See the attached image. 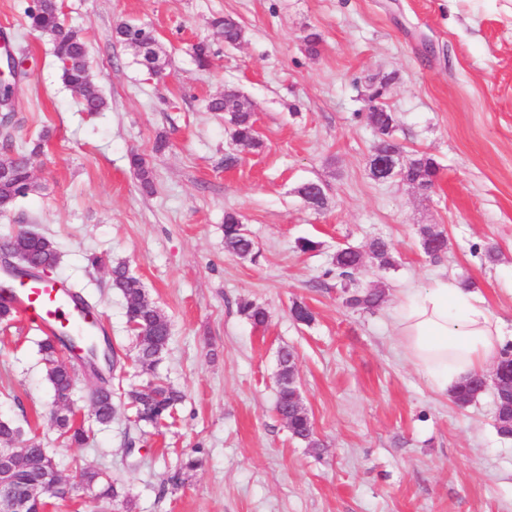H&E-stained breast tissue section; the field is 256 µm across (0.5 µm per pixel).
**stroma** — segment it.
Masks as SVG:
<instances>
[{
	"label": "stroma",
	"instance_id": "obj_1",
	"mask_svg": "<svg viewBox=\"0 0 512 512\" xmlns=\"http://www.w3.org/2000/svg\"><path fill=\"white\" fill-rule=\"evenodd\" d=\"M30 2L0 0V42L22 62L8 129L15 143L41 146L35 189L0 213V239L24 230L57 242L49 277L98 312L117 353L113 386L161 379L184 395L169 426L125 410L94 425L87 445H69L49 419L45 334L12 317L0 328V419L21 427L15 447L52 449L66 479L80 467L109 473L120 492L81 490L54 512H512V439L494 428L493 391L464 407L434 393L394 325L403 290L452 278L512 328V0H59L87 44L101 112L83 111L64 85L49 38L27 25ZM224 14L245 29L238 45L210 24ZM129 21L154 31L161 76L116 42ZM201 40L204 68L191 50ZM230 87L254 108L259 149L238 148L223 113L206 109ZM378 88L405 153L438 162L433 192L371 176ZM134 152L154 193L140 188ZM228 154L240 165L225 169ZM309 181L325 187L322 210L297 193ZM228 211L257 262L225 251ZM425 224L448 236L440 262L419 246ZM376 237L391 242L395 265L365 266L353 286L383 290L384 301L348 308L333 255ZM301 238L320 246L301 252ZM94 255L104 265H91ZM121 261L171 325L151 372L133 361L136 337L112 287ZM243 299L266 309L265 326L240 314ZM295 301L313 323L292 320ZM283 346L297 354L319 447L294 439L274 410ZM188 455L201 466L170 485Z\"/></svg>",
	"mask_w": 512,
	"mask_h": 512
}]
</instances>
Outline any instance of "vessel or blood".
<instances>
[{
  "mask_svg": "<svg viewBox=\"0 0 512 512\" xmlns=\"http://www.w3.org/2000/svg\"><path fill=\"white\" fill-rule=\"evenodd\" d=\"M10 305L22 319L37 322L45 334L89 332L99 320L97 313H84L74 291L64 281L37 278L13 283Z\"/></svg>",
  "mask_w": 512,
  "mask_h": 512,
  "instance_id": "obj_1",
  "label": "vessel or blood"
}]
</instances>
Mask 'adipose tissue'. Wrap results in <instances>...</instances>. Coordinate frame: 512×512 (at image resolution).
Listing matches in <instances>:
<instances>
[{"mask_svg": "<svg viewBox=\"0 0 512 512\" xmlns=\"http://www.w3.org/2000/svg\"><path fill=\"white\" fill-rule=\"evenodd\" d=\"M394 319L408 359L440 395H452L496 364L506 347L504 322L483 299L451 279L403 291Z\"/></svg>", "mask_w": 512, "mask_h": 512, "instance_id": "adipose-tissue-1", "label": "adipose tissue"}]
</instances>
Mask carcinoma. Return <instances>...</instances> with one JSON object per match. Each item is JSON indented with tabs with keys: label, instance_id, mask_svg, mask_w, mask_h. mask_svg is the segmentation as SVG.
Here are the masks:
<instances>
[{
	"label": "carcinoma",
	"instance_id": "carcinoma-1",
	"mask_svg": "<svg viewBox=\"0 0 512 512\" xmlns=\"http://www.w3.org/2000/svg\"><path fill=\"white\" fill-rule=\"evenodd\" d=\"M25 15L28 26L50 38L53 53L61 63V78L63 83L75 92L81 99L87 112H101L107 101L99 88L89 79L87 69V45L84 38L75 30L68 28L60 13L58 0H32ZM211 25L224 38V43L233 46L239 44L245 34L243 26L231 16H217ZM115 39L126 45H142L146 47V55L140 56V65L149 61H159L158 40L154 31L131 22H121L115 27ZM232 107L228 113V122L232 127V138L240 146L257 149L262 146L255 131L252 104L246 98L236 93H227L208 102L211 112H223ZM370 120L378 133V141L374 150L386 152L397 146L393 132L398 118L395 113L383 109L370 113ZM38 154L33 149L28 155H17L10 162L9 174L0 177V212L11 208L20 198L34 191L31 180L29 160ZM130 166L136 173L142 189L151 194L154 192V182L145 159L139 154L130 157ZM436 160L425 153H414L407 157V164L401 171L402 178L407 184L417 190L427 193L435 187L438 174ZM298 194L315 210H321L326 205V195L321 183L310 181L298 188ZM419 245L422 252L433 261L439 260L448 249V239L444 231L433 224L423 225L418 230ZM25 247L35 265L52 268L58 264L59 253L55 242L44 235L25 239ZM224 248L230 254L240 259L257 261L259 251L251 238L245 224L239 216L228 212L224 216ZM370 256L378 262L382 269L394 267L392 260V245L381 237L374 238L368 244L367 252L356 247L345 246L336 251L334 265L341 281L346 284L347 293L345 304L354 309L372 310L384 299L380 290L359 291L347 288L353 281L354 274L365 266V256ZM112 287L118 290L123 299L127 321L136 325V332L145 336L137 339L136 361L145 371H152L160 362L166 351L171 333L167 329V317L147 297L141 280L132 275L127 266L118 263L112 267ZM239 312L245 315L253 325L262 326L267 321L266 310L251 301H241ZM290 314L297 323L309 325L314 321L311 308L302 302H293ZM75 337L68 334H57L46 337L41 343L44 360L45 379L50 385L54 400L70 396L72 384V368L59 357V350L64 347L73 348ZM482 389V377L475 376L461 386L454 401L470 403ZM126 404L133 410L135 422L144 423L158 428L172 418L174 409L182 400V395L176 388L158 380L145 389H130L124 393ZM92 400L95 403L94 419L105 425L112 422L117 412L113 401L111 386L93 391ZM277 415L288 414V429L291 435L304 443L308 448H318L320 443L307 415L292 408L289 401L288 384L278 387L274 402ZM56 426L61 434L72 444L82 446L89 439L88 430L75 426L67 418L57 420ZM56 467L53 456L47 448L33 447L26 451L25 458L16 472L17 485L24 487L36 482L42 474ZM86 481L99 487V496L116 497V486L112 479L101 471L81 469Z\"/></svg>",
	"mask_w": 512,
	"mask_h": 512
}]
</instances>
